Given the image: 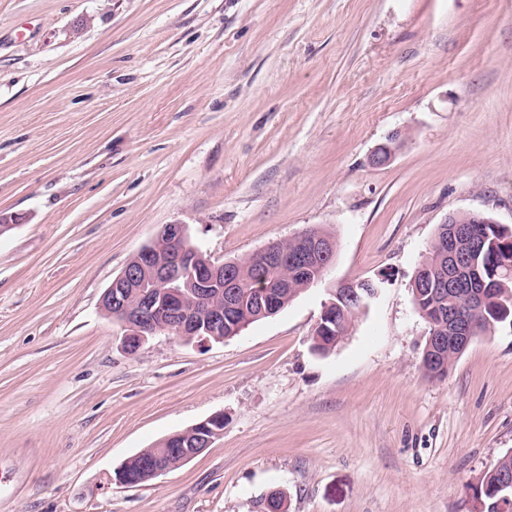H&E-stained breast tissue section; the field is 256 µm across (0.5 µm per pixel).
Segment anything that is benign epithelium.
<instances>
[{
  "label": "benign epithelium",
  "instance_id": "benign-epithelium-1",
  "mask_svg": "<svg viewBox=\"0 0 512 512\" xmlns=\"http://www.w3.org/2000/svg\"><path fill=\"white\" fill-rule=\"evenodd\" d=\"M399 145V134H391L387 142L378 146L368 157L372 167L387 164ZM462 223L451 214L443 229L448 245V267L461 269L475 264L472 255L485 243L473 228L474 224H493L495 220L483 212L466 214ZM297 249L288 252L274 243L252 253L262 266L280 264L296 271H315L316 285L324 279L332 262L327 255L335 254L336 246L313 230L298 235ZM187 226L180 223L162 226L158 234L141 249L138 264L126 265L102 296V306L111 311L125 328L123 345L134 353L150 336L169 332L183 340L209 341L224 331V314L236 308L235 295H224V278L231 275L234 260L219 261L204 254L199 247L188 245ZM253 293L259 301V316L273 317L279 313L270 285L260 277L252 282ZM446 333L448 344L467 346L480 335L465 312L458 306L448 308ZM224 414L217 413L194 425L198 436H207L205 447L222 434ZM204 451L186 448L180 459L164 466L150 467L151 478L156 479L185 464Z\"/></svg>",
  "mask_w": 512,
  "mask_h": 512
}]
</instances>
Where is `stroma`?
<instances>
[{
	"label": "stroma",
	"instance_id": "1",
	"mask_svg": "<svg viewBox=\"0 0 512 512\" xmlns=\"http://www.w3.org/2000/svg\"><path fill=\"white\" fill-rule=\"evenodd\" d=\"M472 211L512 230V0H0V512H476L512 326L431 379L411 294ZM173 223L221 260L309 227L336 255L238 336L126 353L101 296ZM378 276L315 354L330 287ZM219 412L202 454L115 482ZM339 303L342 305L344 312L339 310L332 322H326L329 332H321V336H318L320 340L316 339V336L313 337V350L318 354H327L336 347L347 335L352 322L360 311L354 301H348L347 304ZM157 448H178L176 445L167 444L166 447L161 446L158 447L155 446V448H146L135 455L131 456L129 459H127L122 466L119 467L116 470V477L115 480L121 485L128 486V487H134L137 486L136 481H130L131 480H145L147 478V474L145 469H143V464L155 460L159 463H168L176 461L178 458L172 456L171 453H164L162 451H158ZM124 470V471H123ZM125 472V474H124ZM128 477H126V476Z\"/></svg>",
	"mask_w": 512,
	"mask_h": 512
}]
</instances>
